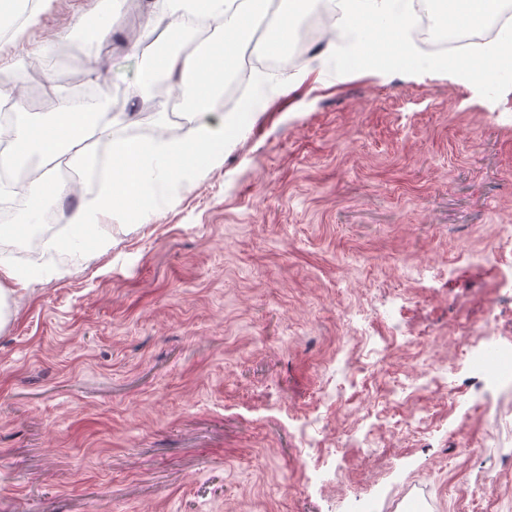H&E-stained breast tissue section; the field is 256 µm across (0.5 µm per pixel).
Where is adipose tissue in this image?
Returning a JSON list of instances; mask_svg holds the SVG:
<instances>
[{
	"mask_svg": "<svg viewBox=\"0 0 512 512\" xmlns=\"http://www.w3.org/2000/svg\"><path fill=\"white\" fill-rule=\"evenodd\" d=\"M265 2L239 0L233 6L229 0H153V5L155 16L173 19L176 27L183 31L192 26L217 24L223 34L222 51L229 56L248 37L249 17ZM179 55L178 43H170L162 49L144 66L139 81L129 88L128 94L136 98L165 89L179 90L188 99L184 118L193 130V137L187 141L161 137L142 148L146 161L138 167V195L127 193L124 184L115 179L102 183L99 209H111L113 221H127L128 217L143 210L147 200L157 199L161 187H173L172 171H180L182 177L188 179L220 163L228 133L236 126L231 116L218 121L209 118L210 108L224 103L223 98L217 95V85L210 82L209 54H200L191 64L180 69L175 66ZM121 121V116L112 113L104 102L95 98L91 99L89 110L81 112L1 113L0 140L11 143L14 152L0 164V178L9 179L15 167L27 164L35 153L44 150L72 156L81 170L94 173L93 158L83 156L78 150L87 131L97 135L101 148L111 154L114 169H121L128 161L116 133ZM63 193V188L54 183L34 186L26 211L0 214V229L6 231L22 222H48L44 200Z\"/></svg>",
	"mask_w": 512,
	"mask_h": 512,
	"instance_id": "1",
	"label": "adipose tissue"
}]
</instances>
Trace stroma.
<instances>
[{
	"mask_svg": "<svg viewBox=\"0 0 512 512\" xmlns=\"http://www.w3.org/2000/svg\"><path fill=\"white\" fill-rule=\"evenodd\" d=\"M127 3L24 0L0 74L25 89L40 71L26 111H66L102 57L139 81L172 25ZM327 49L241 108L222 162L150 222L51 253L91 204L77 191L0 235L36 275L0 305V512H342L380 485L377 512H512V391L473 379L481 343L459 330L494 299L512 343V255L468 259L512 225V90L334 75ZM122 110L134 152L184 126L141 98ZM48 161L0 182V210L75 173Z\"/></svg>",
	"mask_w": 512,
	"mask_h": 512,
	"instance_id": "1",
	"label": "stroma"
}]
</instances>
